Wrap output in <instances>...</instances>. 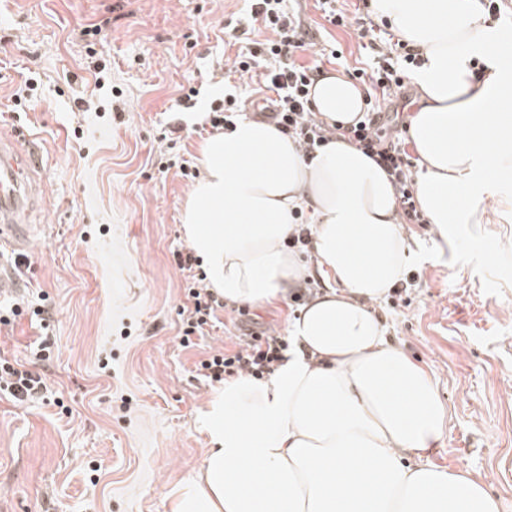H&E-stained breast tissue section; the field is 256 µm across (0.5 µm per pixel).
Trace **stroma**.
Wrapping results in <instances>:
<instances>
[{"label": "stroma", "mask_w": 512, "mask_h": 512, "mask_svg": "<svg viewBox=\"0 0 512 512\" xmlns=\"http://www.w3.org/2000/svg\"><path fill=\"white\" fill-rule=\"evenodd\" d=\"M248 0H0V134L23 129L41 148L46 191L21 253L29 268L0 293L22 313L0 328V354L44 374L56 401L0 398V512H167L194 479L211 437L214 394L196 373L231 346L228 314L191 348L177 334L188 300L175 251L187 246L181 215L200 167L202 118L224 95L237 44L224 33ZM318 39L333 40L347 74L360 58L355 28L327 25L303 5ZM88 48L83 26L102 18ZM108 67L96 85L91 59ZM38 83L14 108L28 78ZM198 90L177 110L179 88ZM406 300H382L386 340L430 373L448 409L433 464L465 468L512 512V212L486 224L408 230ZM51 309L49 322L31 316ZM47 361L34 357L40 344Z\"/></svg>", "instance_id": "obj_1"}]
</instances>
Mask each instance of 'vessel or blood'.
Listing matches in <instances>:
<instances>
[{
  "label": "vessel or blood",
  "instance_id": "vessel-or-blood-1",
  "mask_svg": "<svg viewBox=\"0 0 512 512\" xmlns=\"http://www.w3.org/2000/svg\"><path fill=\"white\" fill-rule=\"evenodd\" d=\"M40 157L23 131L0 139V246L22 245L29 219L44 202L35 170Z\"/></svg>",
  "mask_w": 512,
  "mask_h": 512
}]
</instances>
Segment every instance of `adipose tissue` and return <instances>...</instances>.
Wrapping results in <instances>:
<instances>
[{"label": "adipose tissue", "mask_w": 512, "mask_h": 512, "mask_svg": "<svg viewBox=\"0 0 512 512\" xmlns=\"http://www.w3.org/2000/svg\"><path fill=\"white\" fill-rule=\"evenodd\" d=\"M422 53L408 118L416 200L440 237L486 221L495 174L512 170V47L477 0H372ZM489 57L474 79L471 59ZM319 119L352 124L346 77L311 88ZM183 224L226 302L272 304L307 274L282 246L305 209L324 288L290 325L274 374L224 384L205 415L213 446L170 512H501L465 470L429 461L448 411L429 372L383 335L375 306L402 279L410 244L388 175L337 140L308 157L273 125L242 120L201 145Z\"/></svg>", "instance_id": "ef3b65f1"}]
</instances>
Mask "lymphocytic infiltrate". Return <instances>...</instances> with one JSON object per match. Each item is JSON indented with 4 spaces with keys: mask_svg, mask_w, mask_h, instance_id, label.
Returning <instances> with one entry per match:
<instances>
[{
    "mask_svg": "<svg viewBox=\"0 0 512 512\" xmlns=\"http://www.w3.org/2000/svg\"><path fill=\"white\" fill-rule=\"evenodd\" d=\"M316 8L334 27L357 26L359 47L368 58L366 67L352 72L368 87L362 115L352 125L337 127V134L388 173L403 223H424L415 200V163L406 149L407 130L400 125L398 111V99L409 73L424 62L422 53L410 42L394 38L386 24L359 12L351 16L338 9L336 0H316ZM255 29L264 30L265 39H251ZM229 35L241 43L232 73H257L260 89L272 94L268 123L288 136L304 155L313 156L329 141V130L316 119L309 99L322 69L320 64L304 65L297 60L298 52L308 49L310 35L292 0H251L247 22L233 25ZM206 278V273H199L186 287L192 307L180 326V344L185 348L192 347L194 337L202 335L221 306L217 295L207 288ZM287 348L283 336L252 330L239 340L237 350L214 351L198 362L196 370L218 383L240 376L259 380L277 369ZM47 390L41 374L0 356V395L26 402L44 397Z\"/></svg>",
    "mask_w": 512,
    "mask_h": 512,
    "instance_id": "f902f5d3",
    "label": "lymphocytic infiltrate"
}]
</instances>
